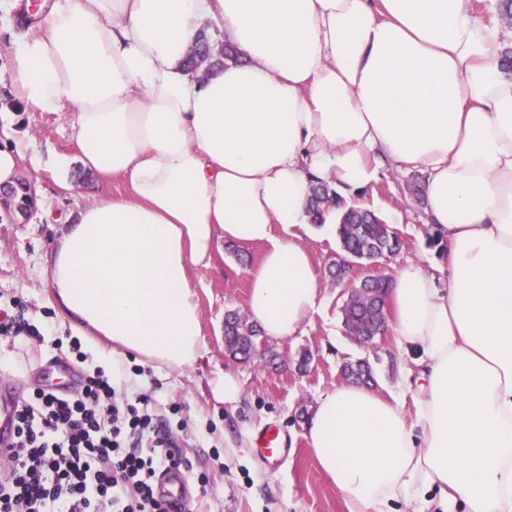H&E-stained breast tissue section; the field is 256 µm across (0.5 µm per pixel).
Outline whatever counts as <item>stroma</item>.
<instances>
[{"label": "stroma", "mask_w": 512, "mask_h": 512, "mask_svg": "<svg viewBox=\"0 0 512 512\" xmlns=\"http://www.w3.org/2000/svg\"><path fill=\"white\" fill-rule=\"evenodd\" d=\"M0 114L9 116L11 135L23 141L19 175L34 185L41 207L0 218V309L24 307L29 323L39 327L44 342L24 352L23 342L0 338V376L19 379L25 393L50 383L68 385L58 371L102 367L118 375L128 395L149 394L160 425L170 427L194 475L190 512H345L336 488L323 476L306 437L318 396L341 384V368L357 360L373 371V390L402 391L406 364L392 334L364 346L348 335L342 317L344 288L331 284L328 269L340 254L338 237L325 236L320 225L309 227L304 242L319 270L324 308L294 336L265 340V355L249 361L230 358L224 347V316L249 312V272L263 248L217 243L209 265L189 271L199 304L202 356L192 366L169 373L111 355L105 344L90 342L72 329L56 304L48 282L45 257L61 229L60 220L78 206L126 193L118 179H102L78 159L70 114L42 112L0 86ZM70 158L73 191L57 184L51 162ZM409 171L383 170L372 185L361 188L360 200L382 216L402 241L399 254L382 261L393 274L407 261H417L447 282L445 257L430 244L432 234L419 206L404 189ZM79 339L87 359L77 362L66 343ZM242 386L237 403H225L217 386L225 375ZM268 426L287 436L292 451L271 464L259 457L252 441Z\"/></svg>", "instance_id": "1"}]
</instances>
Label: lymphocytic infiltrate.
I'll list each match as a JSON object with an SVG mask.
<instances>
[{
  "label": "lymphocytic infiltrate",
  "instance_id": "1",
  "mask_svg": "<svg viewBox=\"0 0 512 512\" xmlns=\"http://www.w3.org/2000/svg\"><path fill=\"white\" fill-rule=\"evenodd\" d=\"M149 404L147 395L120 392L100 367L73 395L36 389L0 468V512H168L154 493L157 474L193 464L155 425Z\"/></svg>",
  "mask_w": 512,
  "mask_h": 512
}]
</instances>
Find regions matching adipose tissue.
Returning a JSON list of instances; mask_svg holds the SVG:
<instances>
[{
  "instance_id": "ef3b65f1",
  "label": "adipose tissue",
  "mask_w": 512,
  "mask_h": 512,
  "mask_svg": "<svg viewBox=\"0 0 512 512\" xmlns=\"http://www.w3.org/2000/svg\"><path fill=\"white\" fill-rule=\"evenodd\" d=\"M239 55L184 59L203 27ZM474 0H57L14 44L9 82L69 112L80 160L128 197L70 215L46 257L82 335L154 368L201 356L189 279L217 242L259 245L249 311L296 334L322 304L303 242L311 182L348 192L381 167L424 173L448 285L400 266L387 301L418 374L413 410L342 384L306 437L346 512H512V78Z\"/></svg>"
}]
</instances>
